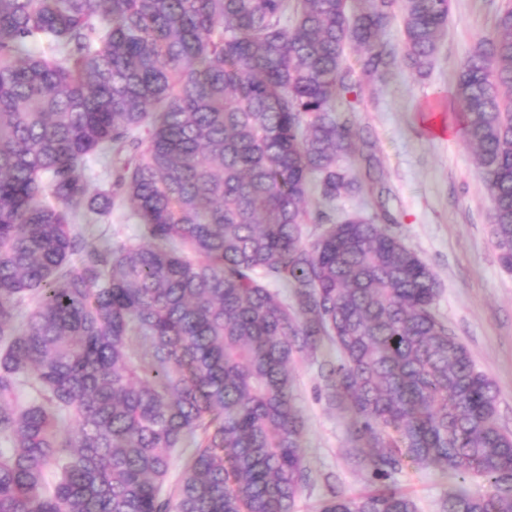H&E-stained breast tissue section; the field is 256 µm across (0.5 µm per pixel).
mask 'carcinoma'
<instances>
[{"mask_svg": "<svg viewBox=\"0 0 512 512\" xmlns=\"http://www.w3.org/2000/svg\"><path fill=\"white\" fill-rule=\"evenodd\" d=\"M449 11L0 0V444L12 448L0 512H296L301 358L351 414L352 456L375 485L318 512H419L387 483L409 465L455 473L441 512H512V431L495 381L436 312L435 273L385 226L335 215L341 197L374 206L377 182L371 143L337 99L399 69L427 75ZM396 20L399 52L383 41ZM450 95L512 271V5ZM96 153L115 162L92 189ZM118 201L143 242L76 230ZM306 224L323 226L312 242ZM325 340L336 357L319 361ZM473 478L492 491L470 490Z\"/></svg>", "mask_w": 512, "mask_h": 512, "instance_id": "carcinoma-1", "label": "carcinoma"}]
</instances>
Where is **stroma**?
<instances>
[{"mask_svg": "<svg viewBox=\"0 0 512 512\" xmlns=\"http://www.w3.org/2000/svg\"><path fill=\"white\" fill-rule=\"evenodd\" d=\"M510 3L451 0L447 35L426 77L398 72L354 104L338 101L337 110L351 112L371 142L386 188L387 225L436 274L438 313L494 379L499 422L512 431V271L501 266L493 244L492 203L474 154L447 113L432 109L435 102L447 101L459 64L492 32L498 11ZM77 228L103 241L142 240L125 203L114 208L111 222H81ZM294 376L307 469L297 510L316 512L330 492L356 495L368 489L369 481L349 454L350 416L326 404L316 364L298 360ZM391 482L417 501L420 512H440V501L456 478L410 466Z\"/></svg>", "mask_w": 512, "mask_h": 512, "instance_id": "35a3bbf8", "label": "stroma"}]
</instances>
